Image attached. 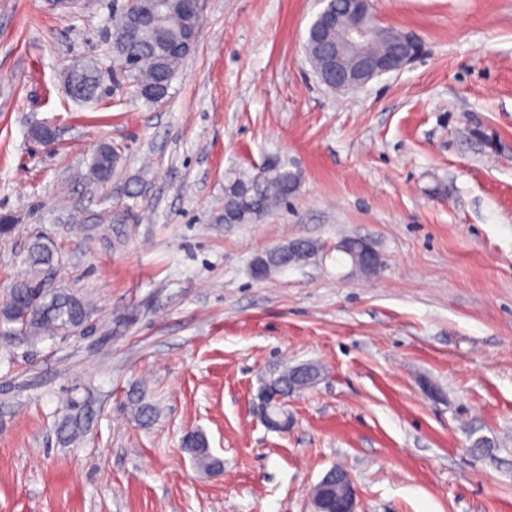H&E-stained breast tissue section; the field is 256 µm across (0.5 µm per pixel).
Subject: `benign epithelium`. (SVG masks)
Listing matches in <instances>:
<instances>
[{
	"label": "benign epithelium",
	"mask_w": 512,
	"mask_h": 512,
	"mask_svg": "<svg viewBox=\"0 0 512 512\" xmlns=\"http://www.w3.org/2000/svg\"><path fill=\"white\" fill-rule=\"evenodd\" d=\"M344 11L351 23L337 27L338 17L324 14L316 36L311 38L315 51L325 56L326 67L317 72L324 86L338 92H353L373 79L399 72L422 53L420 39L410 31H402L389 52L382 57L367 54L366 45L377 28L366 20L372 11L371 0H348ZM293 388L285 389L272 380L261 392L259 417L264 425L277 432L288 430V397ZM313 512H357L356 491L350 475L342 469L330 470L315 486Z\"/></svg>",
	"instance_id": "benign-epithelium-1"
}]
</instances>
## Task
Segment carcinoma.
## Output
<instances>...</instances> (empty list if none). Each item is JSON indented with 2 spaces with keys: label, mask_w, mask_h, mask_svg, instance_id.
<instances>
[{
  "label": "carcinoma",
  "mask_w": 512,
  "mask_h": 512,
  "mask_svg": "<svg viewBox=\"0 0 512 512\" xmlns=\"http://www.w3.org/2000/svg\"><path fill=\"white\" fill-rule=\"evenodd\" d=\"M150 2L152 0H126L112 12V51L120 61L135 64L131 78L137 92H146L144 99L152 103L167 96L183 59L195 47L200 17L190 0H165L153 24L141 28L135 38L126 37ZM66 76L75 93L83 99L94 98L101 91L100 72L93 62L70 68ZM117 159L112 146H99L90 165L93 177L99 182L108 181ZM300 178L299 172L288 170L278 162L266 164L254 175L229 177L224 185V209L237 214L241 223L252 224L259 216L287 203ZM314 250L315 246L310 241H294L283 248L279 259L287 260L290 265L301 264L310 258ZM54 263L53 249L35 241L30 250L29 274L11 286L8 297L0 305L1 334L23 336L30 342H37L64 336L90 316L89 305L81 298L61 289L51 291L45 288L42 272ZM319 375L320 369L314 364L296 366L291 374L283 372V385H288L291 378L293 383L305 389ZM128 402L142 424L147 426L155 420L156 407L147 402L140 391L131 390ZM71 410L74 414L64 423L65 438L70 441L84 433L87 421L82 406L74 403ZM184 446L199 469L213 472L223 468L224 462L211 452L202 433H188Z\"/></svg>",
  "instance_id": "cac0c4a2"
}]
</instances>
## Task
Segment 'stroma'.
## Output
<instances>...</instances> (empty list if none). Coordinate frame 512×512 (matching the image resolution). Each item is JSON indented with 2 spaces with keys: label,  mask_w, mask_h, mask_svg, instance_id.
<instances>
[{
  "label": "stroma",
  "mask_w": 512,
  "mask_h": 512,
  "mask_svg": "<svg viewBox=\"0 0 512 512\" xmlns=\"http://www.w3.org/2000/svg\"><path fill=\"white\" fill-rule=\"evenodd\" d=\"M113 5L0 0V302L39 237L47 287L91 308L78 336H0V512H311L335 466L358 512H512V0H373L425 53L349 93L304 50L326 0H201L157 104L118 71ZM86 60L106 92L77 101L64 74ZM104 143L119 160L101 183ZM270 159L300 171L297 192L217 223L227 178ZM118 206L129 221L100 220ZM345 238L381 270L353 273ZM298 239L309 263L254 277ZM304 363L320 379L268 430L266 378ZM73 403L92 419L66 443ZM190 431L221 471L183 450ZM118 155L110 145H101L96 150L90 171L93 177L99 182H106L112 176ZM128 402L143 425H150L155 420L157 415L156 407L147 402L140 391L132 389L128 395Z\"/></svg>",
  "instance_id": "stroma-1"
}]
</instances>
